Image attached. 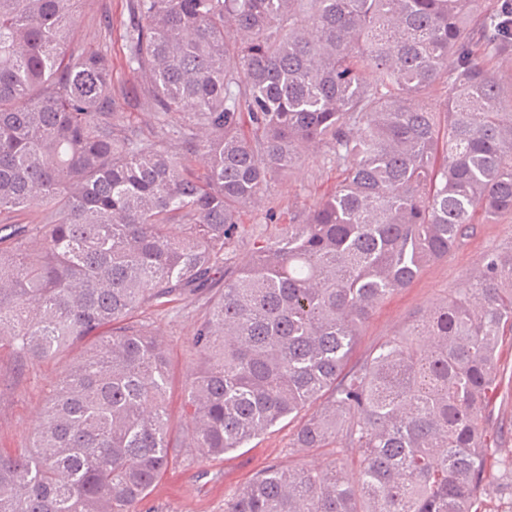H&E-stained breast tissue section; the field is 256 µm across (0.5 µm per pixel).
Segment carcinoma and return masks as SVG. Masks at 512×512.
Wrapping results in <instances>:
<instances>
[{
  "label": "carcinoma",
  "mask_w": 512,
  "mask_h": 512,
  "mask_svg": "<svg viewBox=\"0 0 512 512\" xmlns=\"http://www.w3.org/2000/svg\"><path fill=\"white\" fill-rule=\"evenodd\" d=\"M78 2L0 0V214L41 213L0 225V344L22 366L83 347L31 450H0V512H136L181 442L167 346L133 315L221 280L191 338L186 447L223 455L317 403L294 447L361 451L355 482L340 457L271 465L224 512H486L491 483L512 489V428L488 431L512 247L350 359L388 296L512 214V0H131L153 142L117 132L109 59L71 48ZM321 149L336 190L267 212L230 267L243 214Z\"/></svg>",
  "instance_id": "cac0c4a2"
}]
</instances>
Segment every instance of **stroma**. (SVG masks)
I'll return each mask as SVG.
<instances>
[{
	"instance_id": "1",
	"label": "stroma",
	"mask_w": 512,
	"mask_h": 512,
	"mask_svg": "<svg viewBox=\"0 0 512 512\" xmlns=\"http://www.w3.org/2000/svg\"><path fill=\"white\" fill-rule=\"evenodd\" d=\"M129 0H79L75 14V45L100 52L112 63V97L122 125L135 127L142 137L154 140L156 129L146 110L139 78L125 66L122 30L128 19ZM339 181L335 167L322 156L309 155L289 176L272 181L264 210L242 217L244 232L233 253L235 265L251 258V243L262 231L267 211L287 214L289 207L311 205L331 192ZM512 244V215L494 223L477 225L473 235L448 256L423 269L412 284L385 300L363 325L353 355L361 357L373 346L404 333L419 311L466 287L472 269L485 254ZM206 312L204 297L192 296L142 313L166 342L175 381L169 393L168 412L176 437L187 425L181 417L183 388L196 355L189 341ZM77 349L65 350L47 363L15 371L9 348L0 349V448L22 452L30 448L37 413L56 377L75 357ZM299 419L286 418L245 447L207 460L183 448L139 503V512H224V502L267 466L323 467L336 457L335 448L299 450L294 435Z\"/></svg>"
}]
</instances>
